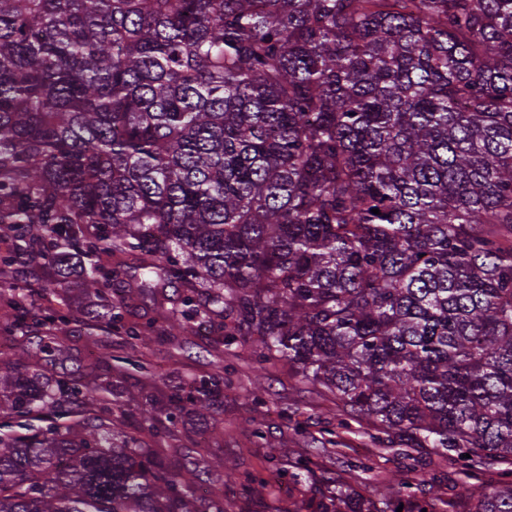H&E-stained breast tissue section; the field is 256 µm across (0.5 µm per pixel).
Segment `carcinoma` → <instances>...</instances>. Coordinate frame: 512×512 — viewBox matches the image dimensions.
<instances>
[{"mask_svg":"<svg viewBox=\"0 0 512 512\" xmlns=\"http://www.w3.org/2000/svg\"><path fill=\"white\" fill-rule=\"evenodd\" d=\"M0 242V512H206L202 469L262 497L208 448L164 462L162 416L211 414L223 363L134 428L105 397L152 373L112 336L197 322L512 512V0H0ZM144 291L162 321L125 322ZM81 325L106 381L40 370ZM288 468L312 512H457L423 469L374 496Z\"/></svg>","mask_w":512,"mask_h":512,"instance_id":"1","label":"carcinoma"}]
</instances>
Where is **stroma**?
<instances>
[{"label":"stroma","instance_id":"obj_1","mask_svg":"<svg viewBox=\"0 0 512 512\" xmlns=\"http://www.w3.org/2000/svg\"><path fill=\"white\" fill-rule=\"evenodd\" d=\"M142 354L169 386L185 385L191 377L209 372L212 363L219 360L235 385L234 391L214 401L215 420H223V430L215 429V421H199L186 412L178 414L166 450L170 466L181 465L189 449L205 439L228 472L263 473L272 447L277 446L313 458L330 476L353 486L359 483L357 472L349 468L353 462L370 466L369 478L376 484L396 475L411 477L416 467L431 470L434 491L444 499H461L469 483L459 465L437 461L428 451H415L407 457L382 447L376 439L378 431L371 425L341 427L342 413L333 395L316 392L300 382L287 362L258 363L245 341L217 347L214 332L202 326L175 341L156 340ZM259 385L264 388L261 402L248 401L247 393ZM328 429L335 430L336 444L328 455H317L314 441ZM309 498L305 488H292L282 481L276 483L269 500L249 502L241 492L226 493L224 508L226 512H268L273 503L281 512H291Z\"/></svg>","mask_w":512,"mask_h":512}]
</instances>
